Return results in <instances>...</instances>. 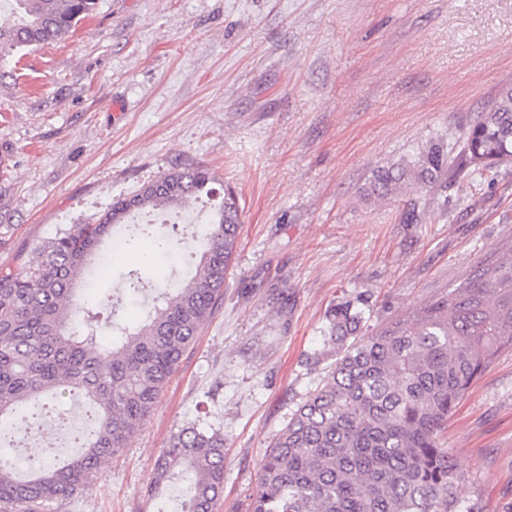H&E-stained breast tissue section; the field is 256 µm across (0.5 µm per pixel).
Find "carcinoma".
Returning a JSON list of instances; mask_svg holds the SVG:
<instances>
[{
  "label": "carcinoma",
  "mask_w": 512,
  "mask_h": 512,
  "mask_svg": "<svg viewBox=\"0 0 512 512\" xmlns=\"http://www.w3.org/2000/svg\"><path fill=\"white\" fill-rule=\"evenodd\" d=\"M96 0H11L0 14V55L62 41ZM512 162V89L462 134L458 165L485 172ZM448 150L437 140L412 159L373 169L365 188L384 199L409 188L441 191ZM219 182L192 166L170 171L112 203L100 218L68 224L0 269V508L42 512L96 479L142 426L185 351L224 298L241 227L237 194L224 189L215 213L194 233L202 251L192 277L153 289L133 326L116 319L114 291L73 300L86 269L109 276L105 241L136 211L179 208ZM127 242L159 253L179 244L153 224H130ZM147 292L146 266L122 274ZM364 312L344 302L327 317L330 359L321 384L301 402L260 462L251 512H475L462 495L464 473L442 446L448 417L504 351H512V250L474 270L436 299L362 333ZM91 407L77 428L81 450L62 460L41 449L38 466L11 460L30 414L66 396ZM183 486L178 512H214L224 490V433L195 425L173 433L155 463L151 494Z\"/></svg>",
  "instance_id": "obj_1"
}]
</instances>
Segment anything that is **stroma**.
<instances>
[{"label":"stroma","mask_w":512,"mask_h":512,"mask_svg":"<svg viewBox=\"0 0 512 512\" xmlns=\"http://www.w3.org/2000/svg\"><path fill=\"white\" fill-rule=\"evenodd\" d=\"M507 87L512 0H97L64 41L0 57V267L174 169L208 166L242 207L223 302L128 447L47 512H172L147 490L194 422L224 434L215 512H250L262 456L324 376L306 358L327 310L353 302L374 332L512 246V163L449 176L442 201L360 198ZM443 441L477 512H512V351Z\"/></svg>","instance_id":"1"}]
</instances>
